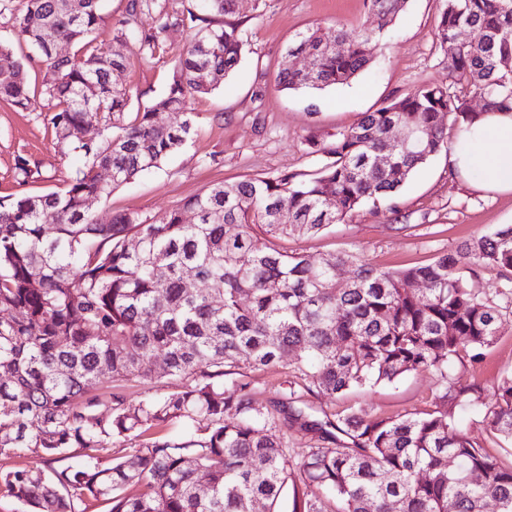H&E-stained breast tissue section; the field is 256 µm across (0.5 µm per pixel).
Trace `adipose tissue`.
<instances>
[{
	"mask_svg": "<svg viewBox=\"0 0 512 512\" xmlns=\"http://www.w3.org/2000/svg\"><path fill=\"white\" fill-rule=\"evenodd\" d=\"M450 175L473 188L512 195V113L485 112L448 150Z\"/></svg>",
	"mask_w": 512,
	"mask_h": 512,
	"instance_id": "obj_1",
	"label": "adipose tissue"
}]
</instances>
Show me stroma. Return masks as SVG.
I'll return each instance as SVG.
<instances>
[{"label": "stroma", "instance_id": "1", "mask_svg": "<svg viewBox=\"0 0 512 512\" xmlns=\"http://www.w3.org/2000/svg\"><path fill=\"white\" fill-rule=\"evenodd\" d=\"M128 0H102L104 18L97 36L127 63L126 82L134 96L128 114L149 107L171 83L185 37L173 33L163 54L142 58L133 39H115V23ZM439 0H409L394 24L380 38L373 62L353 81L317 94L280 88L277 74L286 51L308 27L343 25L355 30L371 26L366 0H238L237 20L243 21L245 55L237 71L209 95L191 101L192 141L161 168L117 187L93 205L100 223L113 215L135 212L154 222L183 199L211 184L244 178L272 177L283 172L310 174L327 158L310 153L306 140L328 143L357 124L362 113L385 100L422 85L447 82L448 58L435 47ZM50 113L20 112L0 101V196L39 195L62 188L75 171L74 156H61L51 133ZM26 156L39 177L19 183L17 156ZM512 224V196L469 190L450 177L448 156L439 154L421 167L401 190L396 210L364 206L343 222L309 238H289L282 245L317 260L330 252L349 251L369 265L403 269L428 264L443 254H456L473 238ZM512 371V315L499 329L496 343L483 360L455 364L463 381L490 388ZM435 378L410 373L345 397L315 401L316 419L348 408L378 416L424 413L434 407Z\"/></svg>", "mask_w": 512, "mask_h": 512}]
</instances>
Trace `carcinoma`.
Here are the masks:
<instances>
[{
    "instance_id": "cac0c4a2",
    "label": "carcinoma",
    "mask_w": 512,
    "mask_h": 512,
    "mask_svg": "<svg viewBox=\"0 0 512 512\" xmlns=\"http://www.w3.org/2000/svg\"><path fill=\"white\" fill-rule=\"evenodd\" d=\"M407 2L366 5L381 32ZM441 2L436 47L448 57L450 82L384 101L332 143L307 139L309 152L328 158L320 169L216 184L153 223L119 213L101 224L87 203L185 146L188 99L211 94L239 65V25L213 23L235 13L237 0H199L187 13L163 0H128L116 38L137 39L147 58L165 51L172 32L194 31L168 93L129 121L128 64L96 37L101 0H0V15H11L45 68L41 89L31 90L25 65L0 43V99L52 113L61 153L84 159L59 191L0 197V456L29 452L43 463L0 471L8 512H85L96 501L109 512H280L287 490L291 512H484L489 502L512 512V464L453 419L457 407L482 412L492 440L512 449V372L490 402L449 372L495 343L504 306L469 287L453 255L393 270L345 251L312 261L278 245L317 235L369 203L395 210L415 170L462 135L470 95L487 110H512V0ZM145 12L153 14L147 30L139 24ZM461 28L476 38L459 41ZM49 34L81 55L59 54ZM372 41L367 30L312 26L289 48L309 67L282 68L278 85L347 83L372 60ZM157 112L177 120L161 127ZM82 125L88 142L69 137ZM385 149L391 164L381 170L374 160ZM33 174L17 156L18 182ZM189 211L199 216L194 224L184 221ZM461 251L512 281V224ZM346 267L353 276L342 283ZM191 279L207 287L185 288ZM290 355L294 380L283 381V397L255 406L237 375ZM415 371L436 375L435 408L422 417L349 408L319 421L307 412L311 398ZM157 373L178 381L175 390L128 399L122 382ZM106 378L115 385L104 397L94 384ZM104 402L107 411L97 412ZM177 424L181 439L164 435ZM295 425L310 434L299 459L285 437ZM135 439L130 454H107ZM134 481L142 493L124 495Z\"/></svg>"
}]
</instances>
